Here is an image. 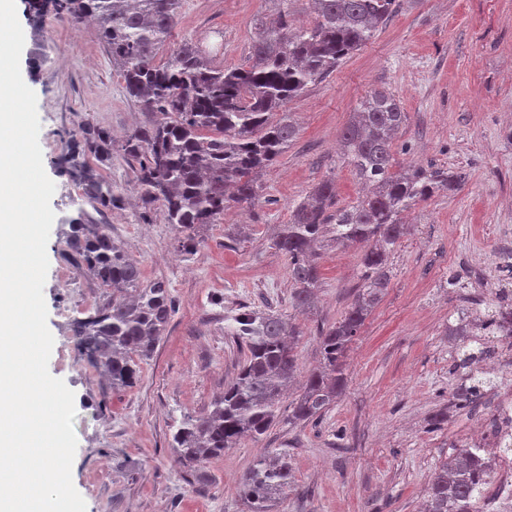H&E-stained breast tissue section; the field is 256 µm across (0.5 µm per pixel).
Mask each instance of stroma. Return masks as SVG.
<instances>
[{
  "mask_svg": "<svg viewBox=\"0 0 512 512\" xmlns=\"http://www.w3.org/2000/svg\"><path fill=\"white\" fill-rule=\"evenodd\" d=\"M16 9L25 37L20 71L37 96L43 166L55 184L43 290L54 337L48 369L75 395L72 481L86 512H247L238 486L266 448L291 456L284 512H420L440 463L473 445L474 420L493 419V383L512 381V352H501L482 326L488 310L512 306V0H403L330 77L288 103L299 132L261 173L260 205L231 208L221 223L199 228L201 243L190 254L163 212L142 205L119 145L151 116L126 94L97 25L64 18L38 25L24 0ZM272 12L271 0H181L172 39L240 68L254 19ZM374 88L393 93L408 115L394 141L398 166L432 165L462 173V182L407 215L388 288L349 346L346 382L331 411L292 424V398L284 396L266 439L244 441L193 469L179 466L173 433L210 410L243 361L227 317L246 307L295 315L288 261L273 246L279 225L323 179H334L337 206L360 195L341 161L339 135ZM88 124L109 130L116 143L104 175L123 201L101 221L145 281L166 282L174 303L164 338L139 361L130 386L103 379L74 336L75 318L109 295L69 258L84 203L58 159L69 134ZM361 255L357 246L323 253L316 313L296 315L299 376L319 362L318 324L336 322L351 304ZM452 275L458 287H449ZM462 314L466 348L479 350L470 363L447 334ZM493 356L500 365L489 373ZM485 380L491 386L477 404L456 406L460 385ZM438 412L446 420L436 429Z\"/></svg>",
  "mask_w": 512,
  "mask_h": 512,
  "instance_id": "35a3bbf8",
  "label": "stroma"
}]
</instances>
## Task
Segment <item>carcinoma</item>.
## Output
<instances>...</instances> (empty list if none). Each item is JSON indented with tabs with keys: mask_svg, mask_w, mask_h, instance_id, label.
<instances>
[{
	"mask_svg": "<svg viewBox=\"0 0 512 512\" xmlns=\"http://www.w3.org/2000/svg\"><path fill=\"white\" fill-rule=\"evenodd\" d=\"M46 19L95 17L99 39L122 73L127 95L152 116L122 146L134 164L144 208L157 206L193 252L195 230L217 224L230 205L260 203L257 179L294 141L297 123L283 111L310 84L324 81L348 55L375 36L399 0H310L313 19L290 22L294 0H271L274 17L254 20L247 65L216 66L196 44L166 48L180 0H35ZM167 49L164 62L157 61ZM407 121L400 101L371 90L341 136V159L365 186L351 205L334 208L335 184L318 183L282 225L273 245L288 260L294 307L314 306L319 288L315 257L328 247L361 244L360 290L344 318L319 331L320 366L308 374L288 420L306 422L336 404L343 358L389 284L390 255L406 233L404 217L418 202L452 189L460 176L432 167L393 171V140ZM61 164L98 213L120 197L85 156L112 164V134L87 125ZM71 261L85 276L112 288V299L76 320L75 338L117 386L137 378L165 335L172 300L165 281L144 283L137 261L114 240L109 224L81 212L71 237ZM512 334V310L487 315L484 326ZM231 336L244 349L235 378L206 414L182 422L173 435L178 462L195 466L249 439L259 442L278 420V402L297 372L293 345L300 329L272 311L245 309L232 316ZM492 461L465 448L443 461L430 482L422 512H483ZM293 483L286 455L276 449L252 462L239 495L249 512H281Z\"/></svg>",
	"mask_w": 512,
	"mask_h": 512,
	"instance_id": "cac0c4a2",
	"label": "carcinoma"
}]
</instances>
